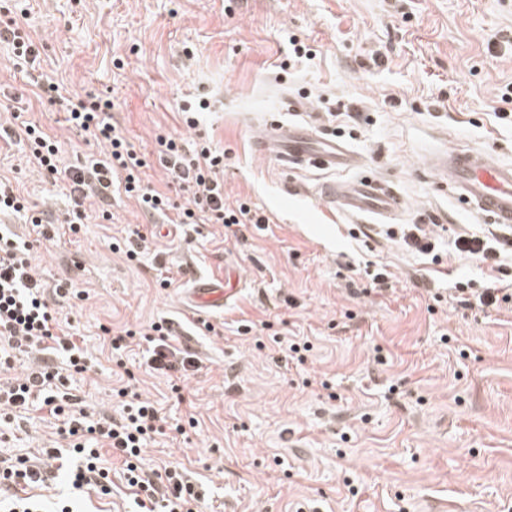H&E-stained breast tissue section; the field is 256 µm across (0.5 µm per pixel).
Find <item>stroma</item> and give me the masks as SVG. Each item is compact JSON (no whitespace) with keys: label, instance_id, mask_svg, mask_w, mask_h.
Returning a JSON list of instances; mask_svg holds the SVG:
<instances>
[{"label":"stroma","instance_id":"1","mask_svg":"<svg viewBox=\"0 0 512 512\" xmlns=\"http://www.w3.org/2000/svg\"><path fill=\"white\" fill-rule=\"evenodd\" d=\"M41 70L69 97L112 98V121L147 165L142 179L175 193L157 158V138H209L224 151V200L248 202L268 222L167 224L114 192L111 222L83 207L79 233L35 244L32 264L47 283L71 280L80 299L57 305L64 331L95 363L69 382L91 413L118 415L123 385L103 327L141 329L168 320L197 367L172 393L134 338L123 358L144 397L169 423L198 420L186 435L157 437L145 469L179 464L204 495L202 512H512V306L480 314L434 301L429 288L482 282L487 265L441 245L439 262L325 205L326 171L283 165L255 143L268 122L333 128L368 174L402 200V224L477 230L485 222L437 186L427 159L450 148L512 161V0H30ZM313 59L291 61V40ZM33 72L0 45V95L61 143L63 165L100 161L57 104L32 102ZM211 108L192 130L179 104ZM301 101L302 111L288 103ZM335 123H328V113ZM30 204L62 216V186L28 160L22 143L0 140V177ZM145 237L138 260L108 247L129 230ZM382 267L368 289L361 268ZM172 281L155 285L156 273ZM229 276L237 289L221 309L189 300L194 277ZM312 346L285 363L293 337ZM60 422L34 409L0 425L1 457L48 468L62 445ZM107 496L70 494L64 472L29 487L47 508L135 512L134 494L111 451Z\"/></svg>","mask_w":512,"mask_h":512}]
</instances>
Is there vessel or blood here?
<instances>
[{
    "label": "vessel or blood",
    "instance_id": "1",
    "mask_svg": "<svg viewBox=\"0 0 512 512\" xmlns=\"http://www.w3.org/2000/svg\"><path fill=\"white\" fill-rule=\"evenodd\" d=\"M261 148L276 160L306 164L328 171L355 167L351 149L306 127L268 124ZM430 170L451 187L458 201L491 224L512 226V163H500L476 149L451 150L431 156ZM322 197L339 210L370 220L394 216L401 202L383 182L366 175L324 183ZM225 282L200 279L189 291L198 308L221 307L235 295Z\"/></svg>",
    "mask_w": 512,
    "mask_h": 512
}]
</instances>
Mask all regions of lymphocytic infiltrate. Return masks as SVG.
<instances>
[{"instance_id": "obj_1", "label": "lymphocytic infiltrate", "mask_w": 512, "mask_h": 512, "mask_svg": "<svg viewBox=\"0 0 512 512\" xmlns=\"http://www.w3.org/2000/svg\"><path fill=\"white\" fill-rule=\"evenodd\" d=\"M2 42L11 48L17 66L34 65L40 55L26 23L17 16L0 19ZM35 87L39 98L64 102L69 123L106 149L104 160L65 167L60 163V145L54 136L35 122L19 123L30 162L52 183L61 182L69 187L73 205L66 211L64 222L71 233H78L87 218L82 197L95 195L108 200L116 185L135 197L146 213L173 214L178 224L265 223V216L253 212L247 203L234 208L225 206L224 153L212 148L210 142L190 147L177 136L159 138V162L184 193L183 199L177 201L143 184L140 174L147 165L146 159L109 122L108 114L113 107L110 98L89 93L74 101L65 99L60 85L45 73L36 80ZM0 214L21 215L37 235L46 239L55 229L48 212L28 207L10 180L2 178ZM453 247L457 253L499 271L504 254L512 250V240L487 228L479 233L456 234ZM32 248L30 241L16 238L6 225H0V340L7 344L6 350L0 352V372L11 369L17 353L50 352L54 358L22 377L0 381V417L14 419L33 405L62 417L59 434L67 440L75 458L68 471L75 489L99 496L111 494L110 472L101 462L102 449L109 448L123 461L127 484L136 490L134 501L139 512H200L203 496L182 470L165 466L148 473L142 468L147 445L155 437L165 435L169 423L149 400L143 399L136 377H129L126 386L118 390L122 405L115 417L92 416L81 407L78 398L62 392L61 387L69 377L91 371L93 363L72 335L63 332L57 312L49 303L53 297L75 298L72 283L59 280L54 286H47L33 270ZM451 295L459 307L471 311L512 302V293L495 283L479 287L471 281H458ZM137 333L148 343L151 368L171 382L184 380L194 368L195 360L189 350L174 345L168 322H152ZM137 333L126 328L104 329L116 366H123L121 354ZM49 477V471L30 465L27 459H5L0 464V512H43L42 504L22 495L21 490Z\"/></svg>"}]
</instances>
